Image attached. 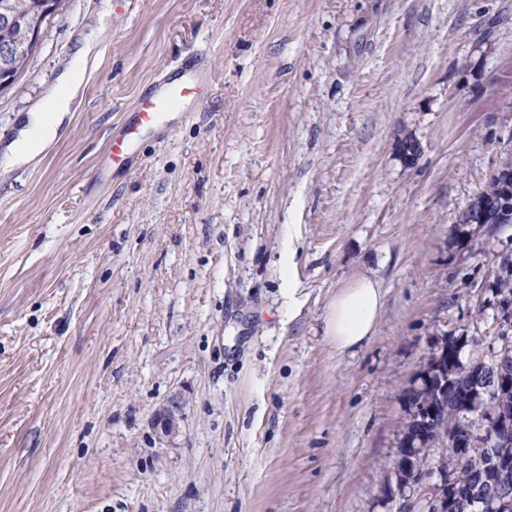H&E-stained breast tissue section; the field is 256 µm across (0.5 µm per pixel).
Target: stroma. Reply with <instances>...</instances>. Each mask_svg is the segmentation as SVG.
Returning a JSON list of instances; mask_svg holds the SVG:
<instances>
[{
  "instance_id": "obj_1",
  "label": "stroma",
  "mask_w": 512,
  "mask_h": 512,
  "mask_svg": "<svg viewBox=\"0 0 512 512\" xmlns=\"http://www.w3.org/2000/svg\"><path fill=\"white\" fill-rule=\"evenodd\" d=\"M88 32L81 105L0 169V512H389L438 340L492 330L489 227L461 218L512 155V0H68L0 92V145ZM197 47L196 112L99 182ZM363 276L381 314L340 352L326 313ZM181 410V404L174 402L157 413L156 425L162 435L169 437L180 431Z\"/></svg>"
}]
</instances>
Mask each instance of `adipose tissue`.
Here are the masks:
<instances>
[{"instance_id":"1","label":"adipose tissue","mask_w":512,"mask_h":512,"mask_svg":"<svg viewBox=\"0 0 512 512\" xmlns=\"http://www.w3.org/2000/svg\"><path fill=\"white\" fill-rule=\"evenodd\" d=\"M81 91L73 70L60 74L41 102L20 117L16 137L0 148V167L30 164L57 138L70 119L71 106ZM383 306L377 283L362 277L342 289L329 306L325 334L337 350H355L373 335Z\"/></svg>"}]
</instances>
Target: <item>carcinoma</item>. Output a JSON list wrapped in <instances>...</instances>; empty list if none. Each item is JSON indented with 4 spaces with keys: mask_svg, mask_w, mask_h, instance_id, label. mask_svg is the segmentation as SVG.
Wrapping results in <instances>:
<instances>
[{
    "mask_svg": "<svg viewBox=\"0 0 512 512\" xmlns=\"http://www.w3.org/2000/svg\"><path fill=\"white\" fill-rule=\"evenodd\" d=\"M39 0H0L21 18L35 12ZM482 194L495 200L494 216L487 220L498 232L512 224V183L491 178ZM480 264L494 270L491 280L470 282V285L495 290L512 298V261L500 252H479ZM491 337H466V343L453 336L442 341L433 353L426 370L420 374V385L411 389L414 409L419 404L437 410L435 418L422 426L417 413L407 421L398 455L393 463L396 486H408L422 479L446 477L450 489L469 485L478 478L486 481L498 477L497 463L512 461V443L502 441V432L494 419L508 421L512 428V386L496 389V380L503 372L512 376V341L501 339L496 348L489 347ZM469 348V360L461 361L460 353ZM480 392L482 403L474 414L463 406L469 395Z\"/></svg>",
    "mask_w": 512,
    "mask_h": 512,
    "instance_id": "carcinoma-1",
    "label": "carcinoma"
}]
</instances>
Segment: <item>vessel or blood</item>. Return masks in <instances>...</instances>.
I'll use <instances>...</instances> for the list:
<instances>
[{"instance_id":"vessel-or-blood-1","label":"vessel or blood","mask_w":512,"mask_h":512,"mask_svg":"<svg viewBox=\"0 0 512 512\" xmlns=\"http://www.w3.org/2000/svg\"><path fill=\"white\" fill-rule=\"evenodd\" d=\"M213 70L206 55L188 58L180 71L168 78L158 91L139 100L128 112L121 128L109 139L99 166V176L125 171L136 158L143 138H166L172 117L190 112L195 100L211 84Z\"/></svg>"}]
</instances>
